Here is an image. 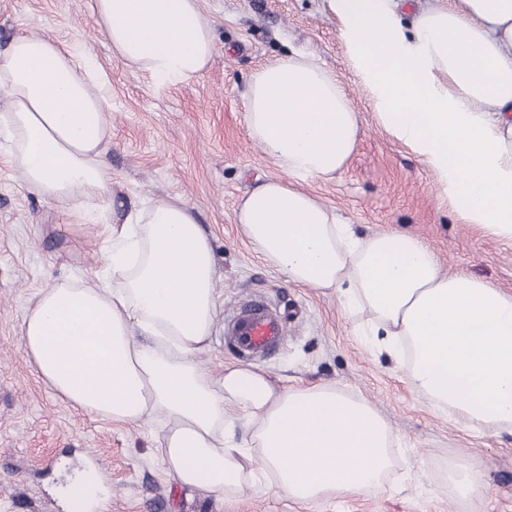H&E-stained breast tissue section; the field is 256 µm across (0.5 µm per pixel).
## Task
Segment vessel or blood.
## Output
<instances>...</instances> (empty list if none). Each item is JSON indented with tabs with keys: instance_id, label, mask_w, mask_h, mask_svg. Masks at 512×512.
<instances>
[{
	"instance_id": "obj_1",
	"label": "vessel or blood",
	"mask_w": 512,
	"mask_h": 512,
	"mask_svg": "<svg viewBox=\"0 0 512 512\" xmlns=\"http://www.w3.org/2000/svg\"><path fill=\"white\" fill-rule=\"evenodd\" d=\"M286 323L264 299L254 298L224 322V343L240 359L252 360L282 347Z\"/></svg>"
}]
</instances>
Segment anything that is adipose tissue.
Instances as JSON below:
<instances>
[{
  "label": "adipose tissue",
  "instance_id": "obj_1",
  "mask_svg": "<svg viewBox=\"0 0 512 512\" xmlns=\"http://www.w3.org/2000/svg\"><path fill=\"white\" fill-rule=\"evenodd\" d=\"M325 2L380 123L466 223L512 239V0H430L411 25L401 0ZM94 16L113 56L158 82L194 79L213 59L199 0H94ZM98 84L88 54L37 34L0 54V146L29 190L88 221L112 195ZM246 123L293 176L240 198L236 222L254 250L286 282L367 314L373 345L406 365L433 411L512 434V295L443 273L411 234L357 235L300 186L342 171L358 139L360 115L335 77L310 54H285L253 74ZM105 233V269L48 284L21 317L22 349L57 395L94 416L160 425L166 469L192 491L231 496L261 475L314 503L384 485L397 437L366 398L240 365L216 379L198 363L217 272L190 206L142 200Z\"/></svg>",
  "mask_w": 512,
  "mask_h": 512
}]
</instances>
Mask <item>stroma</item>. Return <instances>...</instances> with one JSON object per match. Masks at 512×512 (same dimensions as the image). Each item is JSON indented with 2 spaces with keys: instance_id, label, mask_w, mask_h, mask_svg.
I'll return each instance as SVG.
<instances>
[{
  "instance_id": "obj_1",
  "label": "stroma",
  "mask_w": 512,
  "mask_h": 512,
  "mask_svg": "<svg viewBox=\"0 0 512 512\" xmlns=\"http://www.w3.org/2000/svg\"><path fill=\"white\" fill-rule=\"evenodd\" d=\"M200 7L214 29L211 66L192 81L160 84L113 57L93 0H0V53L16 36L37 33L94 57L111 102L106 160L114 180L108 210L83 224L32 193L0 151V512H66L60 496L88 468L104 489L94 512H512V435L466 431L435 413L405 366L376 354L335 297L285 282L243 238L235 222L240 197L289 177L247 130L252 74L291 50L335 74L360 114L358 142L334 179L303 187L359 234L406 231L433 250L443 272L510 294L512 239L466 223L432 170L380 124L324 0H200ZM159 197L193 209L220 273V319L198 356L202 366L217 378L233 364L222 318L241 304L261 297L288 311L283 347L254 369L286 386L332 384L371 401L398 437V466L382 488L313 504L280 497L264 479L223 499L192 493L167 472L158 429L87 414L41 380L19 335L30 299L54 281L94 278L104 263L105 224ZM452 462L485 473V498L456 496Z\"/></svg>"
}]
</instances>
